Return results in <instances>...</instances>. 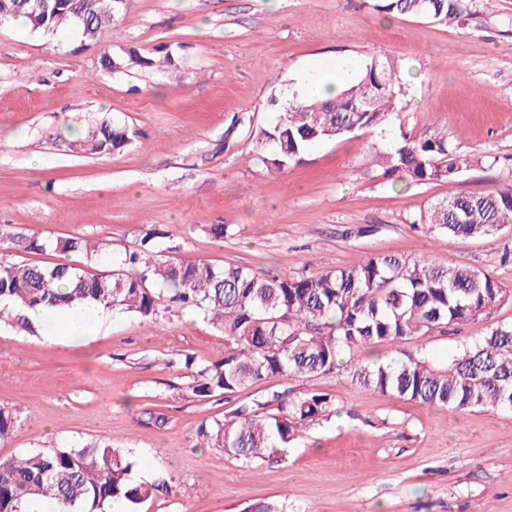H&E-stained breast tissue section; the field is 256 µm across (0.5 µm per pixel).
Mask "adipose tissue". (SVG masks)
<instances>
[{"label":"adipose tissue","mask_w":512,"mask_h":512,"mask_svg":"<svg viewBox=\"0 0 512 512\" xmlns=\"http://www.w3.org/2000/svg\"><path fill=\"white\" fill-rule=\"evenodd\" d=\"M360 70V63L350 56H336L331 59L318 58L299 68L294 74V86L299 97L319 96L332 98L346 85L353 83ZM104 310L97 305H87L57 312L47 316L44 311H29L31 322L42 328L46 340L63 338H87L93 336Z\"/></svg>","instance_id":"adipose-tissue-1"}]
</instances>
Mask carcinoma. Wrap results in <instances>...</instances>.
<instances>
[{"label":"carcinoma","instance_id":"carcinoma-1","mask_svg":"<svg viewBox=\"0 0 512 512\" xmlns=\"http://www.w3.org/2000/svg\"><path fill=\"white\" fill-rule=\"evenodd\" d=\"M42 0H4L0 19L32 24ZM465 0H377L384 17L407 16L448 24L463 14ZM122 0H70L82 18L52 23L53 30L76 26L91 39L107 30ZM388 57L361 63L356 83L328 99L290 100L274 122L254 134V148L275 170L298 163L309 145L385 124L403 95ZM128 133L108 124L88 132L80 148L99 155L121 151ZM472 159L440 134L404 136L393 147L370 152L369 173L407 184L445 182L466 171ZM512 224V186L482 194H461L429 204L411 227L427 234L469 238L498 234ZM146 232L110 274H93L66 263L52 267L0 263V301L19 308L16 324L31 328L23 311H59L98 304L144 320L159 314L158 299L203 312L232 343L224 361L193 368V393L203 399L232 395L257 383L293 376L343 374L352 383L419 405L464 412L473 408L512 410V324L493 325L483 338L462 345L444 366L421 355L362 360L360 348L400 343L436 329L488 320L512 303V290L489 272L448 266L429 257L371 253L359 263L314 275L265 274L246 264L216 266L206 261H169L154 250ZM0 248L25 252L78 253L91 259L107 244L81 237L52 239L14 232L0 225ZM277 413L261 414L263 403L238 407L230 415L198 427L197 437L215 443L245 465L285 451L299 432L337 412L328 393L295 397L272 394ZM19 424L17 412L0 408V443ZM136 462L112 441L51 452L31 450L0 459V512H23L38 496L70 512H102L120 505L134 512L166 482L137 480Z\"/></svg>","mask_w":512,"mask_h":512}]
</instances>
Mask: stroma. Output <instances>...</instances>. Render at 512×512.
I'll return each instance as SVG.
<instances>
[{
	"label": "stroma",
	"instance_id": "1",
	"mask_svg": "<svg viewBox=\"0 0 512 512\" xmlns=\"http://www.w3.org/2000/svg\"><path fill=\"white\" fill-rule=\"evenodd\" d=\"M466 4L441 25L383 17L373 0H125L100 41L0 23V224L109 246L92 260L0 251V262L107 273L156 229L171 260L318 273L397 252L487 271L512 288V265L500 263L512 226L481 238L409 226L432 201L512 185V0ZM375 53L398 68L396 115L321 142L285 170L268 167L253 134L291 73L315 58ZM108 56L122 68L105 66ZM102 123L126 129L128 145L77 149ZM437 133L479 164L431 184L367 174L371 147ZM214 224L237 233L215 239ZM494 323H512V303L403 348L443 364ZM227 350L223 330L166 302L151 321L108 314L77 342L0 324V407L23 419L0 459L111 440L130 449L137 478L169 479L136 512H512V411L423 406L337 375L195 397L184 355L208 366ZM307 390L331 394L339 413L300 432L287 454L246 466L200 446L201 423L259 401L272 413L273 392Z\"/></svg>",
	"mask_w": 512,
	"mask_h": 512
}]
</instances>
